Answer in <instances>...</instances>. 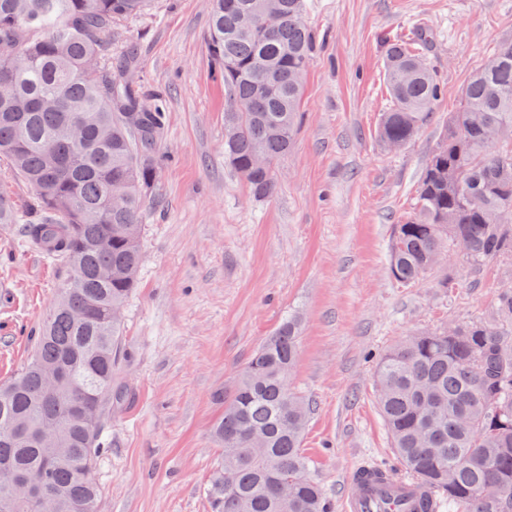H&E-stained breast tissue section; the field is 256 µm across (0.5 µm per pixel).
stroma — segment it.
<instances>
[{
    "instance_id": "35a3bbf8",
    "label": "stroma",
    "mask_w": 512,
    "mask_h": 512,
    "mask_svg": "<svg viewBox=\"0 0 512 512\" xmlns=\"http://www.w3.org/2000/svg\"><path fill=\"white\" fill-rule=\"evenodd\" d=\"M315 48L302 121L277 164V189L255 199L224 159L227 92L206 49L209 0H152L117 25L112 58L133 64L167 116L157 205L144 212L139 286L124 312L125 393L107 420L95 478L98 512H210L218 448L212 428L253 351L288 315L301 318L290 384L309 400L303 440L314 475L340 503L359 465L401 473L376 398L378 359L395 342L493 305L505 268L473 283L454 252L456 286L397 283L388 270L395 224L490 48L512 41V0H306ZM432 41L444 86L417 137L399 150L377 137L390 106L386 42ZM64 274L0 224V384L30 358Z\"/></svg>"
}]
</instances>
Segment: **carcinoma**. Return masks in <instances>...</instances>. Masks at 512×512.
<instances>
[{
	"instance_id": "obj_1",
	"label": "carcinoma",
	"mask_w": 512,
	"mask_h": 512,
	"mask_svg": "<svg viewBox=\"0 0 512 512\" xmlns=\"http://www.w3.org/2000/svg\"><path fill=\"white\" fill-rule=\"evenodd\" d=\"M152 0H0V161L35 193L37 219L25 218L0 191V224L68 268L34 336L29 362L0 385V467L29 479L38 496L0 488V512H97L94 471L108 447L105 405L120 398L112 377L122 347L130 276L142 264V214L161 166L157 144L165 113L133 82L129 63L112 65V27ZM281 14L272 32L261 25ZM305 0H211L207 49L235 116L237 136L224 159L256 198L276 189L274 171L252 166L288 153L300 123L313 41ZM250 14L249 28L240 17ZM419 46L389 40L385 78L390 107L377 135L386 146L412 141L440 83ZM462 245L476 277L512 261V42H501L470 75L457 111L422 171L415 203L394 227L389 271L403 285L438 276L439 256ZM418 332L388 350L376 367L377 399L402 468L433 489L448 512H512V274L504 275L481 318ZM299 320L286 319L254 351L224 404L220 449L210 480L211 512H331L302 448L309 405L289 385ZM67 379L45 392L46 374ZM59 427L55 448L41 443ZM234 481L224 485L222 473ZM288 488V502L280 488Z\"/></svg>"
}]
</instances>
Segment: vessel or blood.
I'll return each instance as SVG.
<instances>
[{
    "label": "vessel or blood",
    "instance_id": "b4317fda",
    "mask_svg": "<svg viewBox=\"0 0 512 512\" xmlns=\"http://www.w3.org/2000/svg\"><path fill=\"white\" fill-rule=\"evenodd\" d=\"M428 492L414 479L375 466L351 473L342 497L343 512H425Z\"/></svg>",
    "mask_w": 512,
    "mask_h": 512
}]
</instances>
